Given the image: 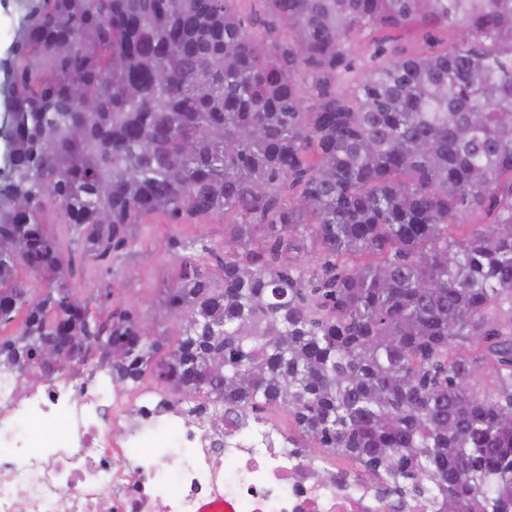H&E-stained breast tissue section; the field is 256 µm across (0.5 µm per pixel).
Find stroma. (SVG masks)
Instances as JSON below:
<instances>
[{
  "label": "stroma",
  "mask_w": 512,
  "mask_h": 512,
  "mask_svg": "<svg viewBox=\"0 0 512 512\" xmlns=\"http://www.w3.org/2000/svg\"><path fill=\"white\" fill-rule=\"evenodd\" d=\"M224 225L223 216L218 214L196 224H172L164 215L154 214L140 224L134 245L103 258L83 253L66 224L55 223L52 232L62 252L75 261L76 274L70 281L74 296L99 305L106 285L116 281L122 291L114 295V302L147 315L156 306L163 288L177 279L185 257L184 251L168 248V238H201L216 245L224 241Z\"/></svg>",
  "instance_id": "1"
}]
</instances>
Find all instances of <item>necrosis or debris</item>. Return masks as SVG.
Returning <instances> with one entry per match:
<instances>
[{
  "label": "necrosis or debris",
  "mask_w": 512,
  "mask_h": 512,
  "mask_svg": "<svg viewBox=\"0 0 512 512\" xmlns=\"http://www.w3.org/2000/svg\"><path fill=\"white\" fill-rule=\"evenodd\" d=\"M21 379L0 378V512H389L265 419L228 429L156 386L115 397L94 364L72 387Z\"/></svg>",
  "instance_id": "4bbe7bcc"
}]
</instances>
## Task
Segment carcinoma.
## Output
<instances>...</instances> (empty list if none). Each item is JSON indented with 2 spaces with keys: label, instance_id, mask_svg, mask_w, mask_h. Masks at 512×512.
Segmentation results:
<instances>
[{
  "label": "carcinoma",
  "instance_id": "obj_1",
  "mask_svg": "<svg viewBox=\"0 0 512 512\" xmlns=\"http://www.w3.org/2000/svg\"><path fill=\"white\" fill-rule=\"evenodd\" d=\"M16 0L0 81V370L61 336L121 353L223 418L287 411L289 441L358 464L434 512L512 504V0ZM451 28L389 51L347 93L350 47L382 28ZM483 211L484 224H467ZM231 215L163 291L175 340L70 292L48 233L88 253L132 229ZM319 255L311 271L300 255ZM25 268L35 293L16 278Z\"/></svg>",
  "mask_w": 512,
  "mask_h": 512
}]
</instances>
